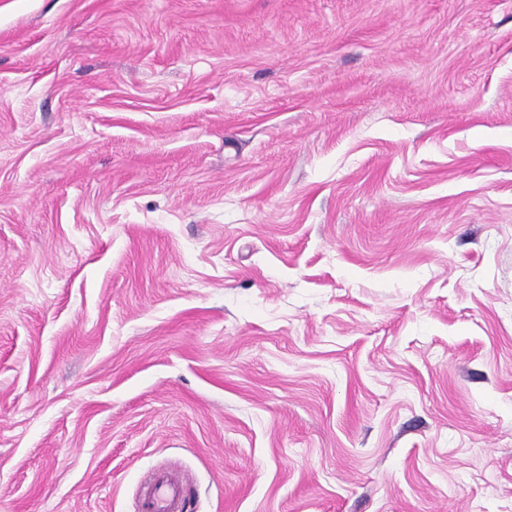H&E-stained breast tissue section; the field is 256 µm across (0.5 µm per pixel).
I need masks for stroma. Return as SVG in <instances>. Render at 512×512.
Returning <instances> with one entry per match:
<instances>
[{
  "mask_svg": "<svg viewBox=\"0 0 512 512\" xmlns=\"http://www.w3.org/2000/svg\"><path fill=\"white\" fill-rule=\"evenodd\" d=\"M512 512V0H0V512ZM187 494L186 481L163 473L155 478L153 485L140 502L139 512L181 511L189 498Z\"/></svg>",
  "mask_w": 512,
  "mask_h": 512,
  "instance_id": "1",
  "label": "stroma"
}]
</instances>
